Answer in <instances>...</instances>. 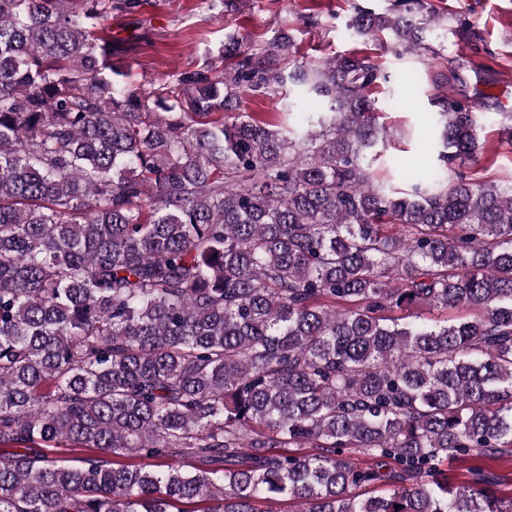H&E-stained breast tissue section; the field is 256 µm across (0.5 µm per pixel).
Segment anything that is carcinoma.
Segmentation results:
<instances>
[{"label": "carcinoma", "mask_w": 512, "mask_h": 512, "mask_svg": "<svg viewBox=\"0 0 512 512\" xmlns=\"http://www.w3.org/2000/svg\"><path fill=\"white\" fill-rule=\"evenodd\" d=\"M135 4L0 0V446L112 456L1 455L0 512H512L443 469L512 451V183L455 170L478 113L436 101L438 177L396 191L371 58L228 34L133 85L98 30ZM351 8L409 54L441 20ZM285 89L323 108H241ZM242 108L245 112L255 113L258 117L273 123H279L283 119L281 112H285L283 102L279 98L248 94L243 98ZM32 452L37 454H46L57 459L67 460L74 463L77 458L88 454H96L102 460L112 462V456L96 450H86L85 448H33Z\"/></svg>", "instance_id": "carcinoma-1"}]
</instances>
